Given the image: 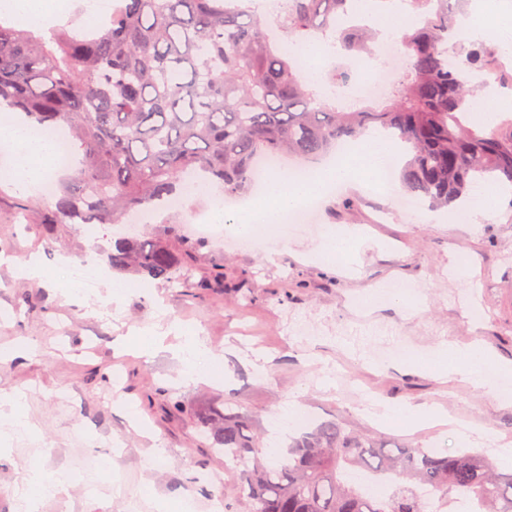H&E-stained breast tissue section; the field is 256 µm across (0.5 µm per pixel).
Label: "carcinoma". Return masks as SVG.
<instances>
[{
  "label": "carcinoma",
  "instance_id": "1",
  "mask_svg": "<svg viewBox=\"0 0 512 512\" xmlns=\"http://www.w3.org/2000/svg\"><path fill=\"white\" fill-rule=\"evenodd\" d=\"M407 65L386 103L343 111L304 81L307 48L339 45L346 80L375 51L376 33L342 20L352 0H290L273 21L236 0H120L94 33L58 29L45 39L0 19V105L37 130L64 125L80 167L56 187L59 224H128L180 202L204 178L224 196L254 184L262 156L314 157L342 141L387 133L399 142L402 196L441 208L473 184L512 185V112L486 128L463 70L512 90L490 41L449 53L451 0H405ZM194 243L120 237L113 271L186 284ZM239 470L231 501L249 512H512V471L482 452L455 455L394 444L341 421L322 422L271 457L251 416L227 409L196 424Z\"/></svg>",
  "mask_w": 512,
  "mask_h": 512
}]
</instances>
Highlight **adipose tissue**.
<instances>
[{
  "label": "adipose tissue",
  "mask_w": 512,
  "mask_h": 512,
  "mask_svg": "<svg viewBox=\"0 0 512 512\" xmlns=\"http://www.w3.org/2000/svg\"><path fill=\"white\" fill-rule=\"evenodd\" d=\"M512 35V7L500 0L486 7L484 0H475L468 13L461 15L455 37L464 41L501 40ZM0 141L11 144L17 159L7 171V179L21 188H31L48 173L47 163L58 149L56 135L42 134L30 127L16 112L0 113ZM395 150L391 142L378 134L360 142L358 154L352 158L335 155L310 167V176L293 181L285 176L269 179L264 194L252 208L233 222H226L223 210L210 214L211 221L224 225L227 233L236 236L260 234L279 243H287L294 224L285 222L286 214L302 209L310 199L327 200L335 190L350 187L357 177H371L393 167ZM507 193L506 188L491 184L480 190L475 201L465 202L452 212L456 224H473L478 218L494 217ZM368 240L363 227L356 224L327 226L313 252L327 262L341 261L353 249ZM437 371L440 376L461 380L475 389L493 391L497 401L512 406V391L503 389L494 380V373L512 372V366L495 362L480 343L460 347L452 339H442L437 347ZM375 416L380 422H397L413 429L450 427L464 441L481 437L479 428L437 406L420 407L410 404H379Z\"/></svg>",
  "instance_id": "ef3b65f1"
}]
</instances>
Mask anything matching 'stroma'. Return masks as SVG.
<instances>
[{
  "label": "stroma",
  "instance_id": "1",
  "mask_svg": "<svg viewBox=\"0 0 512 512\" xmlns=\"http://www.w3.org/2000/svg\"><path fill=\"white\" fill-rule=\"evenodd\" d=\"M213 207L207 195L182 199L155 212L147 231L162 237L185 229ZM327 224L367 229L371 242L356 277L306 257ZM115 239L109 224L90 237L81 225L56 223L53 200L0 180V347L30 350L27 358L0 362V390L23 394L33 424L12 433L0 455V512H17L34 458L40 473L69 476L67 495L45 497L40 512H128L133 500L140 512H174L188 500L205 507L235 484L237 469L198 441L194 421L227 405L248 411L266 442L281 449L288 436L273 422L294 402L314 425L338 419L402 445L437 440L455 453L461 443L454 433L381 425L366 412L371 403L442 405L512 443V407L431 369L406 374L376 356L402 342L411 357L425 360L450 338L461 346L483 341L496 360H512V196L469 231L449 227L447 211L429 219L399 207L382 185L362 183L333 193L290 247L232 251L201 237L190 285L134 278L117 301L104 289L69 302L50 285L17 278L11 266L39 257L64 285L59 257L78 265ZM455 258L469 267L470 281L449 274ZM218 261L220 280L212 270ZM391 279L422 291L423 312L405 318L387 297L372 309L352 304L356 292ZM160 322L203 335L222 357L223 380L184 378L172 336L148 360L119 353L125 338ZM116 372L123 375L118 387ZM175 401L185 413L171 412ZM211 473L222 475L220 485L205 483Z\"/></svg>",
  "mask_w": 512,
  "mask_h": 512
}]
</instances>
